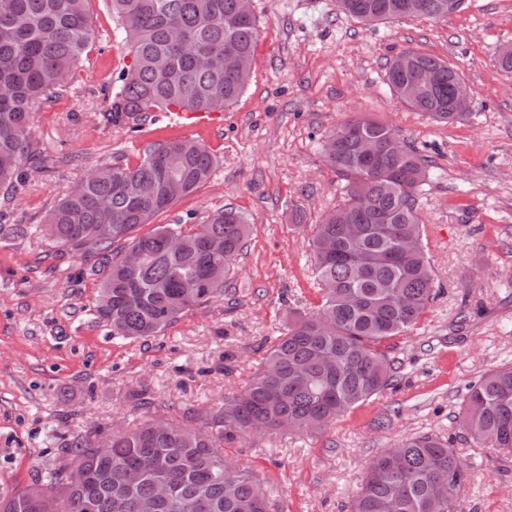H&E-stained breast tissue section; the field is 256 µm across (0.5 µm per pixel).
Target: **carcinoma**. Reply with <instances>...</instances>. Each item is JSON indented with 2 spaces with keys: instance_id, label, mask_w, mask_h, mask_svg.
Returning a JSON list of instances; mask_svg holds the SVG:
<instances>
[{
  "instance_id": "carcinoma-1",
  "label": "carcinoma",
  "mask_w": 512,
  "mask_h": 512,
  "mask_svg": "<svg viewBox=\"0 0 512 512\" xmlns=\"http://www.w3.org/2000/svg\"><path fill=\"white\" fill-rule=\"evenodd\" d=\"M88 0H0V206L25 188V165H64L32 140L35 112L71 89L72 72L96 35ZM126 35L131 63L122 85L107 90L99 122L139 125L151 113L177 106L222 112L234 105L251 77L259 40L254 14L241 0H108ZM448 0H337V10L375 25L414 18L443 20ZM243 65L224 70V50ZM436 80L421 88L419 70ZM459 68L416 52L404 72L387 63L391 92L410 109L453 123ZM385 122L353 117L322 144L328 166L344 181L343 200L329 210L309 241L321 303L310 313L291 310L248 385L215 404L158 409L136 406L149 418L133 429L95 427L57 438L51 459L23 486L0 496V512H269L258 476L224 456V444L255 433L317 432L342 413L394 386L396 364L383 343L413 329L440 293L423 241L417 195L427 161ZM372 138L371 159L361 141ZM215 159L193 139L154 144L135 166L100 161L44 216L37 230L57 246L81 250L96 239L106 273L94 307L98 322L118 338L155 336L183 313L224 296L250 224L233 209L214 211L189 229L158 224L172 208L175 177L183 195L211 175ZM143 185L154 195L141 196ZM179 238L172 247L169 239ZM224 252L210 250L212 240ZM124 242L114 253L111 246ZM144 260L124 266L129 249ZM461 429L483 448L512 453V366L469 388L458 414ZM87 475L80 487L65 482L67 468ZM139 469L128 483L124 471ZM466 474L456 449L439 436L402 439L370 459L348 512H457ZM168 486L161 496L157 485Z\"/></svg>"
}]
</instances>
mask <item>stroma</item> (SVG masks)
Returning <instances> with one entry per match:
<instances>
[{"label": "stroma", "instance_id": "obj_1", "mask_svg": "<svg viewBox=\"0 0 512 512\" xmlns=\"http://www.w3.org/2000/svg\"><path fill=\"white\" fill-rule=\"evenodd\" d=\"M96 46L76 92L37 112L33 137L73 165L37 171L11 203L40 223L97 161L135 165L146 147L194 138L215 157L210 178L156 223H202L224 207L252 225L223 297L185 312L156 336L112 337L96 323L97 256L0 225V493L26 484L76 429L141 419L138 395L206 405L245 386L289 310L320 302L308 239L341 200L320 143L344 120L393 125L429 160L418 196L424 242L441 294L389 351L398 385L317 433L237 440L225 453L266 484L270 512H345L366 462L419 434L450 438L467 474L458 512H512V454L482 448L456 415L467 386L512 365V76L497 65L512 42V0H463L440 21L368 27L335 0H253L259 40L250 82L221 120L107 128L96 90L128 64L107 0H89ZM407 49L460 67L470 114L438 123L397 100L387 61ZM228 369H220L223 357Z\"/></svg>", "mask_w": 512, "mask_h": 512}]
</instances>
